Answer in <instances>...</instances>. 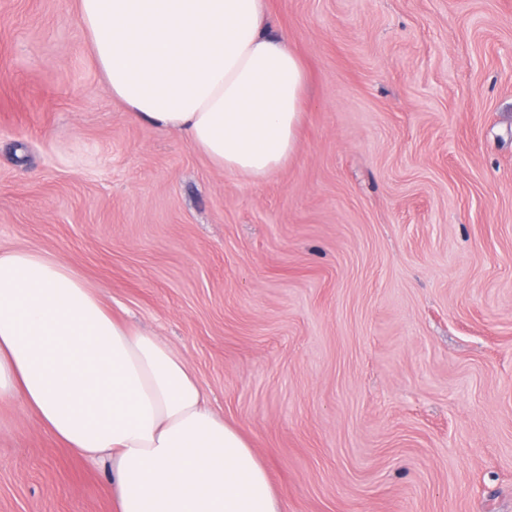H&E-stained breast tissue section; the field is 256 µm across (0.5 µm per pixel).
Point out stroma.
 I'll return each mask as SVG.
<instances>
[{"label": "stroma", "instance_id": "stroma-1", "mask_svg": "<svg viewBox=\"0 0 512 512\" xmlns=\"http://www.w3.org/2000/svg\"><path fill=\"white\" fill-rule=\"evenodd\" d=\"M309 81L265 180L114 100L76 0H0V248L195 368L282 512H512V0H269ZM0 512H113L0 405Z\"/></svg>", "mask_w": 512, "mask_h": 512}]
</instances>
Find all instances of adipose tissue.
I'll list each match as a JSON object with an SVG mask.
<instances>
[{"mask_svg":"<svg viewBox=\"0 0 512 512\" xmlns=\"http://www.w3.org/2000/svg\"><path fill=\"white\" fill-rule=\"evenodd\" d=\"M113 99L254 181L297 145L308 76L268 0H78ZM109 460L114 512H282L266 463L169 344L129 326L74 268L0 249V403Z\"/></svg>","mask_w":512,"mask_h":512,"instance_id":"obj_1","label":"adipose tissue"}]
</instances>
